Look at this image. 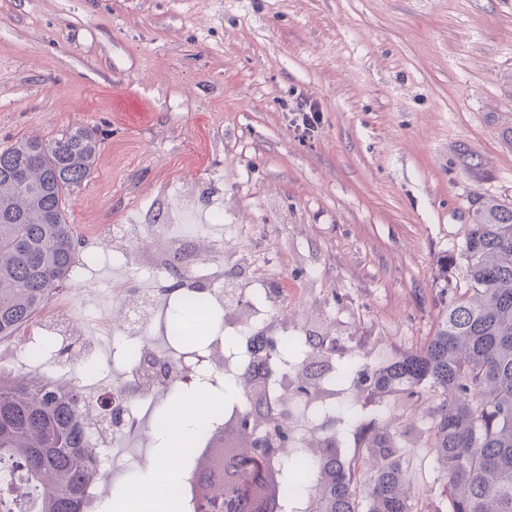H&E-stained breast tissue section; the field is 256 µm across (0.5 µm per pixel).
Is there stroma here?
I'll return each instance as SVG.
<instances>
[{
    "label": "stroma",
    "mask_w": 512,
    "mask_h": 512,
    "mask_svg": "<svg viewBox=\"0 0 512 512\" xmlns=\"http://www.w3.org/2000/svg\"><path fill=\"white\" fill-rule=\"evenodd\" d=\"M322 113L299 136V105ZM74 124L110 132L69 206L84 241L111 224L163 223L169 188L224 208V275L273 308L224 302L255 323L360 357L429 335L441 288L463 285L457 253L472 200L512 201V0H0V149ZM454 256L446 264V256ZM307 277H296L297 269ZM103 256L34 323L70 305L101 370L18 356L7 372L110 385L128 344L113 289L146 276ZM117 456H158V410Z\"/></svg>",
    "instance_id": "stroma-1"
}]
</instances>
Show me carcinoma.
I'll use <instances>...</instances> for the list:
<instances>
[{
	"mask_svg": "<svg viewBox=\"0 0 512 512\" xmlns=\"http://www.w3.org/2000/svg\"><path fill=\"white\" fill-rule=\"evenodd\" d=\"M107 137L97 126L74 124L50 140L22 138L0 150V339L19 335L69 280L82 239L68 220L72 195L88 181ZM460 255L464 287L444 288L434 329L410 349L384 353L369 366L356 353L336 374L303 372L305 344L298 336H264L259 349H277L288 362L254 364L228 380L224 405L237 410L234 431L217 430L209 442L231 447L230 465L199 474L205 494L194 512H266L305 499L311 512H512V204L480 199L466 226ZM176 344L183 352L205 342L201 322L178 309ZM281 377L293 398L354 426V453L340 438L318 439L296 461L260 460L231 446L233 432L264 435L271 449L293 440L284 412L262 408L276 390L252 382V372ZM352 379L357 396L341 397ZM0 373V512H88L86 487L95 452L84 441L83 388ZM426 402L420 447L438 476L417 490L408 473L409 433L400 418L379 408Z\"/></svg>",
	"mask_w": 512,
	"mask_h": 512,
	"instance_id": "obj_1",
	"label": "carcinoma"
}]
</instances>
